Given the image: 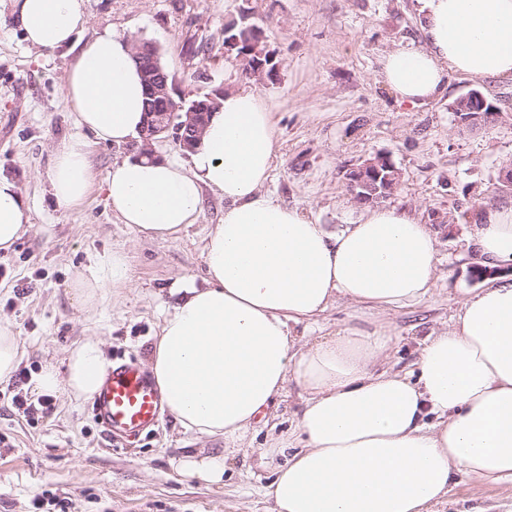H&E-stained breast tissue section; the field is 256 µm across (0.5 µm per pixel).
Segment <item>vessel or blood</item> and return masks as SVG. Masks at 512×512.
<instances>
[{
  "label": "vessel or blood",
  "mask_w": 512,
  "mask_h": 512,
  "mask_svg": "<svg viewBox=\"0 0 512 512\" xmlns=\"http://www.w3.org/2000/svg\"><path fill=\"white\" fill-rule=\"evenodd\" d=\"M163 406L148 371L133 358L113 361L95 399L94 414L105 436L129 441L153 431Z\"/></svg>",
  "instance_id": "1"
}]
</instances>
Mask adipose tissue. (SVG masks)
<instances>
[{
	"instance_id": "ef3b65f1",
	"label": "adipose tissue",
	"mask_w": 512,
	"mask_h": 512,
	"mask_svg": "<svg viewBox=\"0 0 512 512\" xmlns=\"http://www.w3.org/2000/svg\"><path fill=\"white\" fill-rule=\"evenodd\" d=\"M422 43L382 58L381 76L399 102L441 97L448 78L512 80V0H417ZM12 22L33 48L78 49L64 88L78 125L120 145L144 121V86L130 42L106 30L85 45V0H11ZM277 151L272 114L251 90H228L190 162L126 158L108 174L107 200L122 223L147 238L196 222L204 190L224 199L207 234L206 285L186 289L165 313L149 368L166 409L187 430L232 446L266 416L289 383L302 408L287 438L261 455L286 454L266 494L272 512H429L454 473L512 482V276L462 289L447 331L429 337L415 371L378 370L395 333L394 309L429 299L436 238L413 213L366 210L336 232L267 189ZM59 204L74 206L94 184L87 144L64 141L48 173ZM18 187L0 177V250L31 229ZM477 263L512 262V201L481 209L468 236ZM113 249L77 272L80 305L130 280ZM372 312L301 342L337 301ZM109 362L93 339L68 354L66 379L45 370L35 389L94 398Z\"/></svg>"
}]
</instances>
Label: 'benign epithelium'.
I'll return each mask as SVG.
<instances>
[{"label":"benign epithelium","instance_id":"1","mask_svg":"<svg viewBox=\"0 0 512 512\" xmlns=\"http://www.w3.org/2000/svg\"><path fill=\"white\" fill-rule=\"evenodd\" d=\"M133 57L138 64L149 99L147 120L141 129V154L154 155L152 145L169 137L183 150L191 151L199 143L208 116L224 98V89L217 88L192 98L177 94L175 76L161 62L159 47L150 41L132 39ZM454 112L462 126L488 125L497 120L494 104L478 90L458 98ZM349 189L363 204H371L394 193L399 173L383 156L365 161L348 174Z\"/></svg>","mask_w":512,"mask_h":512}]
</instances>
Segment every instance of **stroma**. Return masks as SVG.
I'll use <instances>...</instances> for the list:
<instances>
[{
	"instance_id": "obj_1",
	"label": "stroma",
	"mask_w": 512,
	"mask_h": 512,
	"mask_svg": "<svg viewBox=\"0 0 512 512\" xmlns=\"http://www.w3.org/2000/svg\"><path fill=\"white\" fill-rule=\"evenodd\" d=\"M82 41L104 30L155 42L184 91L251 89L273 115L278 157L267 185L280 202L309 211L328 230L356 222L363 204L348 173L385 156L400 184L384 206L414 211L437 239L438 287L422 304L391 313L400 332L389 368L413 370L428 336L446 330L458 287H479L465 238L478 210L503 200L498 184L512 169V80L452 77L447 93L418 106L396 102L382 84L383 55L420 42L416 0H86ZM248 19L264 32L279 65L276 80L246 74L224 53V27ZM75 53L31 48L0 0V176L17 183L33 228L0 251V323L19 342L14 380L0 384V512H272L264 494L272 468L259 450L270 428L287 432L300 410L296 386L277 398L266 421L237 447L184 431L164 414L154 431L131 444H110L92 403L61 390L39 397L33 385L47 366L65 370L75 343L100 340L108 359L147 363L159 324L182 288L204 287V239L224 216V200L203 195L195 224L167 239H147L122 224L106 200L114 161L139 144L92 142L96 180L77 206L59 205L47 179L54 149L80 135L62 93ZM500 110L496 123L468 129L452 106L470 90ZM456 215L436 224L433 213ZM124 248L132 283L91 308L72 296L76 270L97 253ZM46 400L44 417L26 420L12 402ZM224 451L222 483L188 477L193 454ZM43 505H35L36 495ZM430 512H512V483L455 473L448 495Z\"/></svg>"
}]
</instances>
